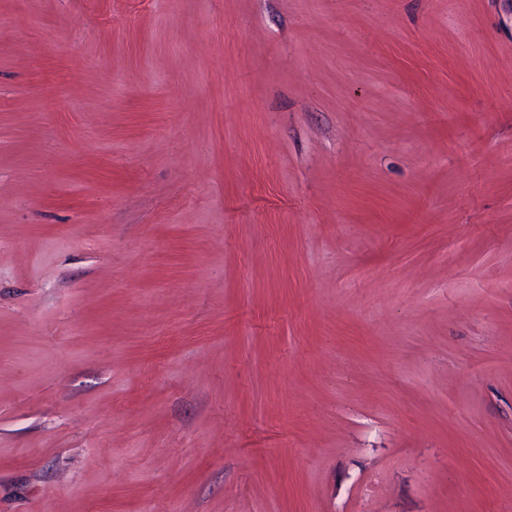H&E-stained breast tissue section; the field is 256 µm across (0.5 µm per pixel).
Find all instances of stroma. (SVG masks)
<instances>
[{
    "instance_id": "obj_1",
    "label": "stroma",
    "mask_w": 512,
    "mask_h": 512,
    "mask_svg": "<svg viewBox=\"0 0 512 512\" xmlns=\"http://www.w3.org/2000/svg\"><path fill=\"white\" fill-rule=\"evenodd\" d=\"M0 512H512V0H0Z\"/></svg>"
}]
</instances>
